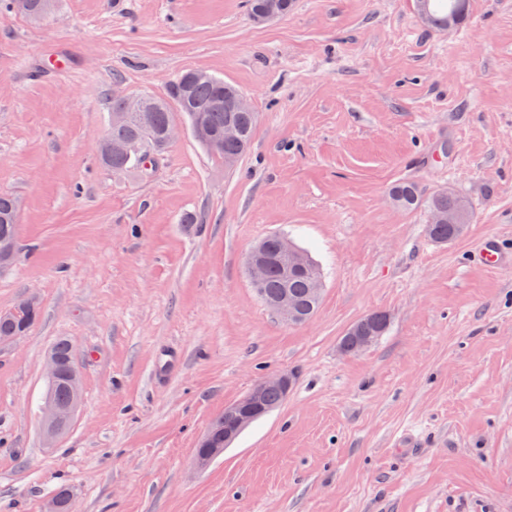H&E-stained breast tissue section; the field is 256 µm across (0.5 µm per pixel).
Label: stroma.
Wrapping results in <instances>:
<instances>
[{"label":"stroma","mask_w":512,"mask_h":512,"mask_svg":"<svg viewBox=\"0 0 512 512\" xmlns=\"http://www.w3.org/2000/svg\"><path fill=\"white\" fill-rule=\"evenodd\" d=\"M450 32L416 0H295L255 23L246 0L0 2V193L21 250L0 311L33 294L31 331L0 347V512H512V0H468ZM189 69L234 84L257 126L232 169L183 113L149 177L98 160L112 89L167 96ZM418 185L421 205L391 197ZM448 188L472 220L427 235ZM193 213L198 223H184ZM277 233L322 273L304 324L255 294L248 256ZM382 312L357 354L339 340ZM75 348L83 396L42 443L44 364ZM285 373L283 404L206 469L225 406ZM481 252L485 265L490 268L500 269L512 267V254L503 252L493 235L485 236L482 241Z\"/></svg>","instance_id":"obj_1"}]
</instances>
